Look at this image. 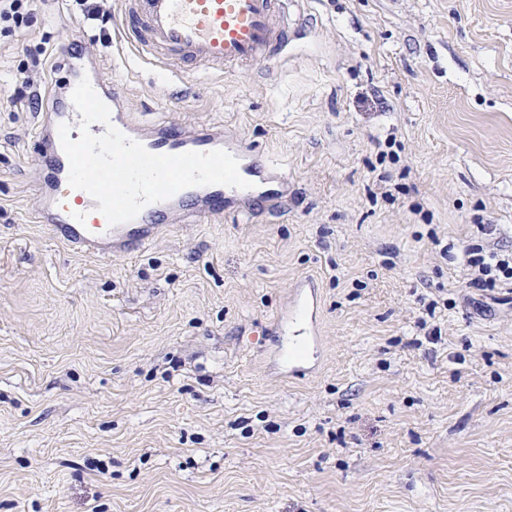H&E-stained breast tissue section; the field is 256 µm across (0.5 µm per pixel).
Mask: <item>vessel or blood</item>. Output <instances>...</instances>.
Returning <instances> with one entry per match:
<instances>
[{
	"mask_svg": "<svg viewBox=\"0 0 512 512\" xmlns=\"http://www.w3.org/2000/svg\"><path fill=\"white\" fill-rule=\"evenodd\" d=\"M288 0H123L125 22L120 37L134 49L133 57L116 61L119 69L133 61L154 65L165 77H190L203 70L233 72L257 58L277 63L288 51L291 36L277 21ZM67 80L57 81L39 125L36 161L42 223L68 247L104 257L131 255L141 250L181 216L188 224L221 219L235 205L250 213L285 201L288 180L281 167L266 154L241 140L201 126L184 132L164 124L143 125L121 103V88L102 74L95 59L79 57L69 63ZM89 78L108 106L111 121L129 138L154 154L177 155L189 151L223 149L237 158L239 173L250 186L239 189L213 184L184 189L172 198L146 205L128 222L109 226L98 203L82 190L70 189L69 160L58 127H78L81 119L71 94L81 78ZM273 330L279 339L276 365L281 375L294 378L315 372L321 361L320 298L314 281L303 280L291 290Z\"/></svg>",
	"mask_w": 512,
	"mask_h": 512,
	"instance_id": "obj_1",
	"label": "vessel or blood"
}]
</instances>
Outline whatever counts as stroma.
Returning a JSON list of instances; mask_svg holds the SVG:
<instances>
[{
	"label": "stroma",
	"mask_w": 512,
	"mask_h": 512,
	"mask_svg": "<svg viewBox=\"0 0 512 512\" xmlns=\"http://www.w3.org/2000/svg\"><path fill=\"white\" fill-rule=\"evenodd\" d=\"M94 3L38 0L0 84L44 48V93L83 41L125 111L243 137L288 203L75 252L0 99V512H512V289L442 253L480 224L512 250V0H295L280 64L165 81L114 68ZM305 278L322 361L284 378L266 331Z\"/></svg>",
	"instance_id": "35a3bbf8"
}]
</instances>
